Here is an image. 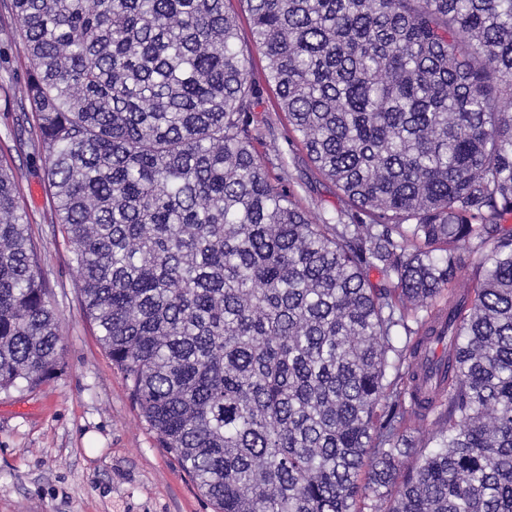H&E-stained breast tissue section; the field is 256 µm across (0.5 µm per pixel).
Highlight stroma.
<instances>
[{
  "label": "stroma",
  "mask_w": 512,
  "mask_h": 512,
  "mask_svg": "<svg viewBox=\"0 0 512 512\" xmlns=\"http://www.w3.org/2000/svg\"><path fill=\"white\" fill-rule=\"evenodd\" d=\"M17 29L10 9L0 5V50L10 59L0 69V154L21 170L22 204L63 351L61 369L49 382L33 391L0 392V512H213L196 483L159 447L84 315L69 251L50 220L43 168L14 136L13 93L26 64ZM238 35L251 60L250 78L263 88L254 110L264 136L259 158L294 188L312 218L321 219L344 202L293 144L247 18H240Z\"/></svg>",
  "instance_id": "obj_1"
}]
</instances>
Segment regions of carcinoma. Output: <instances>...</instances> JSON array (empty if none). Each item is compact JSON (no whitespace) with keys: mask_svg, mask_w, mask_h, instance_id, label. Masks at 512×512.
<instances>
[{"mask_svg":"<svg viewBox=\"0 0 512 512\" xmlns=\"http://www.w3.org/2000/svg\"><path fill=\"white\" fill-rule=\"evenodd\" d=\"M240 2L319 224L226 0H11L86 318L213 512H512V0ZM19 194L0 163V391L62 352ZM226 7L239 16L238 43L251 60L250 79L264 89L254 110L255 125L266 143L257 144L260 161L273 177L294 188L300 205L320 222L325 213L342 208L344 201L332 184L316 174L301 147L292 145L288 120L278 108L275 92L268 88L266 62L252 41L247 16L236 0L226 2Z\"/></svg>","mask_w":512,"mask_h":512,"instance_id":"1","label":"carcinoma"}]
</instances>
